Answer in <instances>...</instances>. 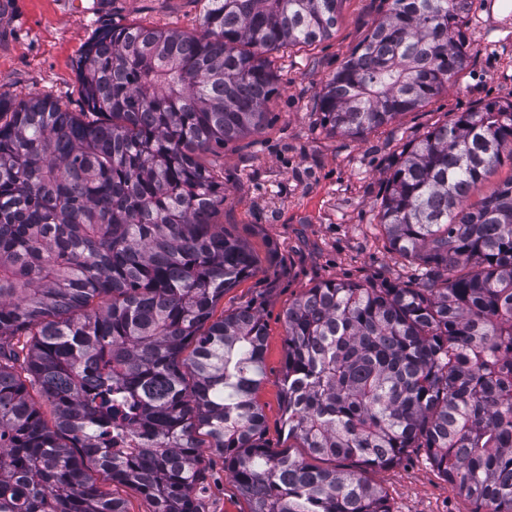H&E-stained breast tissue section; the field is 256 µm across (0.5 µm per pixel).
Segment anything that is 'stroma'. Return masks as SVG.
<instances>
[{"label": "stroma", "mask_w": 512, "mask_h": 512, "mask_svg": "<svg viewBox=\"0 0 512 512\" xmlns=\"http://www.w3.org/2000/svg\"><path fill=\"white\" fill-rule=\"evenodd\" d=\"M387 8L386 0H343L329 38L272 52L276 90L265 105L263 129L201 157L224 186L216 224L255 256L217 309L249 306L265 324L256 400L264 415L261 442L273 451L289 445L282 393L289 306L319 282L397 279L415 287L418 270L401 268L378 224L392 163L405 143L461 112L489 100L512 101V6L473 0L464 26L469 60L454 85L363 138L331 134L316 109L318 97ZM202 10L201 0H0V96H48L70 111H85L77 66L98 29L146 24L193 34ZM201 468L206 490L196 502L199 512H250L221 455L204 450ZM367 475L385 492L391 512L477 508L423 448Z\"/></svg>", "instance_id": "obj_1"}]
</instances>
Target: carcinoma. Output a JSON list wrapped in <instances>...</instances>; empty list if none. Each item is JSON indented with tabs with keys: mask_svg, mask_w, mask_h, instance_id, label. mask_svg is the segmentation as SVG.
<instances>
[{
	"mask_svg": "<svg viewBox=\"0 0 512 512\" xmlns=\"http://www.w3.org/2000/svg\"><path fill=\"white\" fill-rule=\"evenodd\" d=\"M197 34L103 28L79 70L88 111L0 96V512H197L202 440L251 512H390L363 471L428 449L486 512H512V102L411 142L378 209L415 288L322 282L286 313L288 439L260 444V314L214 311L253 255L214 224L201 155L261 129L266 54L331 36L343 0H204ZM471 0H391L319 98L360 139L456 83ZM53 407L47 423L28 387ZM512 175V163L506 157L503 158V162L500 166L495 168L487 177L478 183L474 190L471 202L479 200L481 197L489 194L498 185L508 180ZM95 476L99 478L98 483L103 489L110 490L115 496L125 500L128 512H152L154 510L153 503L136 489L126 485H115L113 483L102 484L101 476Z\"/></svg>",
	"mask_w": 512,
	"mask_h": 512,
	"instance_id": "carcinoma-1",
	"label": "carcinoma"
}]
</instances>
